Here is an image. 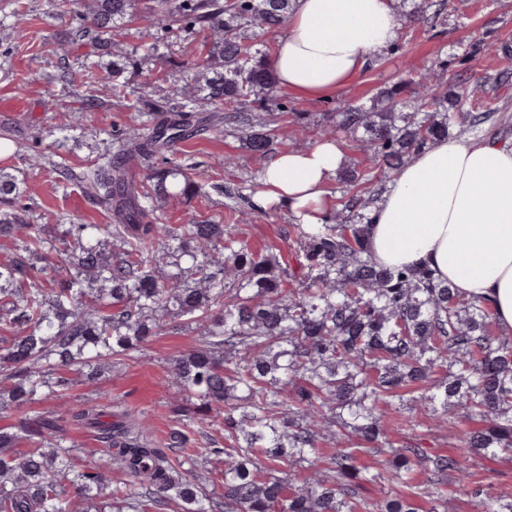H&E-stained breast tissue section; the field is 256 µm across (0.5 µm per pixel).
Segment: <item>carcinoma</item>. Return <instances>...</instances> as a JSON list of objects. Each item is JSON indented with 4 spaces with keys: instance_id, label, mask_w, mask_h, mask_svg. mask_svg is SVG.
I'll return each mask as SVG.
<instances>
[{
    "instance_id": "cac0c4a2",
    "label": "carcinoma",
    "mask_w": 512,
    "mask_h": 512,
    "mask_svg": "<svg viewBox=\"0 0 512 512\" xmlns=\"http://www.w3.org/2000/svg\"><path fill=\"white\" fill-rule=\"evenodd\" d=\"M84 25L111 44L114 25L137 16L149 29L208 32L206 56L190 67L171 119L150 117L122 131L118 154L83 176L85 189L114 215L112 224H71L48 277L34 258L43 225L31 224L20 188L0 172V239L13 253L0 264V376L9 404L25 412L15 429L0 428V512H441L447 489L475 512H512V497L473 479L463 453L512 459V339L494 331L490 307L457 293L427 264L375 265L367 251L374 185L392 180L416 152L454 132H475L498 111L487 80L462 72L452 88L429 73L394 83L366 106L346 103L324 135L343 134L363 152L349 171L356 188L323 224H287L288 266L276 247L251 248L236 224H160L151 200L189 199L196 185L171 153L173 145L214 123L247 131L245 144L272 152L259 113L284 109L268 56L245 32H280L290 0H68ZM446 0H420L409 14L429 19ZM137 61L115 54L112 68L91 74L124 97L123 75ZM144 163L146 183L131 188L122 165ZM177 247L170 248L169 241ZM202 328L193 352L169 370L183 407L163 445L141 414L88 405L67 417L30 410L39 392L59 396L94 378L102 361L133 356L174 323ZM463 409L477 425L461 449L429 444L430 427L456 422ZM224 414L222 448L203 428ZM68 424L97 429L109 448L107 471L126 482L104 492V472L77 473L66 493L60 465ZM403 435L396 448L388 430ZM29 448H16L19 441ZM191 448L178 462L168 451ZM373 458L357 465L358 454ZM224 456V493L216 501L185 477L198 462ZM368 485L401 487L369 499Z\"/></svg>"
}]
</instances>
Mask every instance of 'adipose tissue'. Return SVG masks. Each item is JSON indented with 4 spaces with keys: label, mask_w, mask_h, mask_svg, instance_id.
I'll use <instances>...</instances> for the list:
<instances>
[{
    "label": "adipose tissue",
    "mask_w": 512,
    "mask_h": 512,
    "mask_svg": "<svg viewBox=\"0 0 512 512\" xmlns=\"http://www.w3.org/2000/svg\"><path fill=\"white\" fill-rule=\"evenodd\" d=\"M399 0H292L270 63L281 88L330 99L398 41ZM346 162L339 144L271 156L256 205L287 207L296 223H325L327 186ZM370 255L392 268L429 263L465 297L486 300L512 335V136L444 138L414 154L376 201Z\"/></svg>",
    "instance_id": "obj_1"
}]
</instances>
